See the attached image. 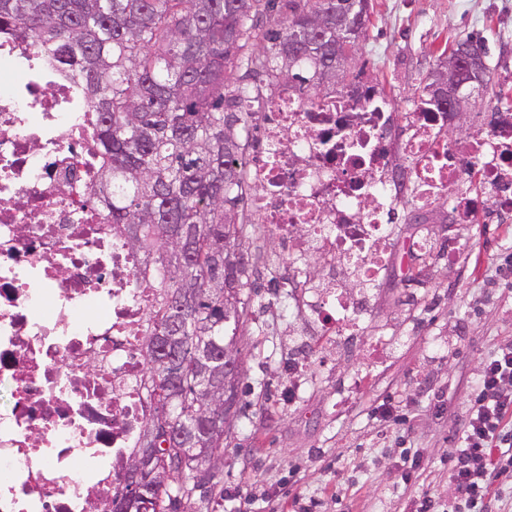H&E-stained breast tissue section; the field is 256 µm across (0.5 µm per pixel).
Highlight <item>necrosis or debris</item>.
Instances as JSON below:
<instances>
[{
  "label": "necrosis or debris",
  "mask_w": 512,
  "mask_h": 512,
  "mask_svg": "<svg viewBox=\"0 0 512 512\" xmlns=\"http://www.w3.org/2000/svg\"><path fill=\"white\" fill-rule=\"evenodd\" d=\"M450 115L396 105L369 83L307 98L281 82L254 117L248 206L293 264L321 248L373 287L406 203L438 197L460 224L479 169L489 216H512V110L464 141ZM98 114L68 64L0 31V512H105L153 405L142 338L158 290L97 204ZM412 185L390 174L391 153ZM306 307L328 335H358L368 311L328 280Z\"/></svg>",
  "instance_id": "4bbe7bcc"
}]
</instances>
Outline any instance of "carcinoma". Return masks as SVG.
Segmentation results:
<instances>
[{"instance_id": "cac0c4a2", "label": "carcinoma", "mask_w": 512, "mask_h": 512, "mask_svg": "<svg viewBox=\"0 0 512 512\" xmlns=\"http://www.w3.org/2000/svg\"><path fill=\"white\" fill-rule=\"evenodd\" d=\"M275 0H0V24L18 40L59 57L85 83L99 112V205L133 250L144 251L160 288L143 349L153 411L141 445L124 464L106 512H180L224 466V434L240 414L242 372L224 347L243 354L249 299L243 277L258 238L239 204L251 116L248 80L316 87L336 56L356 54L370 0H288V16L261 25ZM303 52L288 72V46ZM160 336L178 337L172 378ZM228 387L199 398L200 367ZM166 475L132 488L134 459Z\"/></svg>"}]
</instances>
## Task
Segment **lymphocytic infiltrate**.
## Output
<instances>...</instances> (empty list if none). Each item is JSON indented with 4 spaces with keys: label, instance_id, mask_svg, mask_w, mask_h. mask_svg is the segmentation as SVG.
I'll return each mask as SVG.
<instances>
[{
    "label": "lymphocytic infiltrate",
    "instance_id": "obj_1",
    "mask_svg": "<svg viewBox=\"0 0 512 512\" xmlns=\"http://www.w3.org/2000/svg\"><path fill=\"white\" fill-rule=\"evenodd\" d=\"M512 470V344L481 365L455 454L448 460L451 512H487L497 479Z\"/></svg>",
    "mask_w": 512,
    "mask_h": 512
}]
</instances>
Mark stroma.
<instances>
[{"label": "stroma", "instance_id": "obj_1", "mask_svg": "<svg viewBox=\"0 0 512 512\" xmlns=\"http://www.w3.org/2000/svg\"><path fill=\"white\" fill-rule=\"evenodd\" d=\"M371 23L356 60L364 80L379 79L402 112L410 93L454 39L481 37L492 85L512 95V0H371ZM447 202L393 227L388 267L368 291L360 340L321 335L308 313L282 310L274 272L290 261L275 235L258 240L245 291L241 412L224 442L218 485L198 512H240L238 487L272 493L265 512H289L312 496L318 512H410L401 452L423 462L419 488L448 502V458L456 446L470 387L483 360L512 343V220L446 224ZM451 233L461 245L448 253ZM428 234L426 257L411 248ZM314 365L293 373L300 354ZM383 403L401 419L376 415Z\"/></svg>", "mask_w": 512, "mask_h": 512}]
</instances>
